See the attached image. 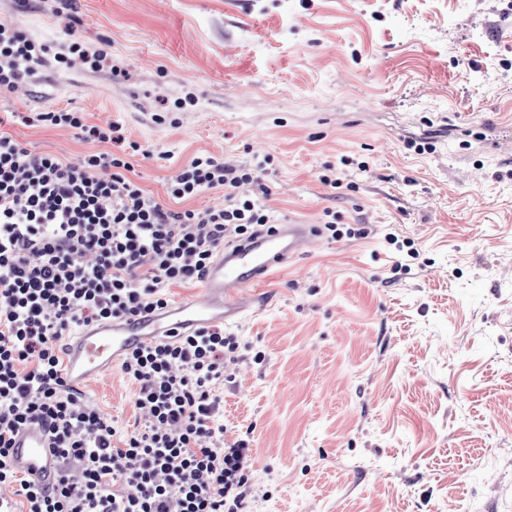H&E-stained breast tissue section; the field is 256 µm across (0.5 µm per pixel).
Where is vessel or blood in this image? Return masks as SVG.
Listing matches in <instances>:
<instances>
[{"label": "vessel or blood", "mask_w": 512, "mask_h": 512, "mask_svg": "<svg viewBox=\"0 0 512 512\" xmlns=\"http://www.w3.org/2000/svg\"><path fill=\"white\" fill-rule=\"evenodd\" d=\"M315 235L309 224L278 225L224 251L212 263L200 295L169 308L90 324L65 339V378L75 389L110 372L136 348L156 341H171L201 326L226 325L250 305L251 290L277 266L288 263ZM15 468L44 489H52L58 476L57 454L50 427L38 420L19 428L10 449Z\"/></svg>", "instance_id": "obj_1"}]
</instances>
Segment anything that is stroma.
Masks as SVG:
<instances>
[{
	"label": "stroma",
	"instance_id": "obj_1",
	"mask_svg": "<svg viewBox=\"0 0 512 512\" xmlns=\"http://www.w3.org/2000/svg\"><path fill=\"white\" fill-rule=\"evenodd\" d=\"M1 22L108 53L0 93V132L31 150H95L24 121L77 111L140 145L161 203L195 155H268L278 222L375 225L313 239L225 328L247 512H512V0H0ZM82 396L135 430L121 368ZM326 216L330 217V220H327L324 222L323 226V232L327 234L331 239H341L344 236H347L349 238L356 237V238H364L365 235H367V230L364 227L360 228H353V227H346L350 225L346 224H337L336 222V213L333 212H326Z\"/></svg>",
	"mask_w": 512,
	"mask_h": 512
}]
</instances>
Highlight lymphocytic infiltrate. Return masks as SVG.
I'll use <instances>...</instances> for the list:
<instances>
[{"label": "lymphocytic infiltrate", "mask_w": 512, "mask_h": 512, "mask_svg": "<svg viewBox=\"0 0 512 512\" xmlns=\"http://www.w3.org/2000/svg\"><path fill=\"white\" fill-rule=\"evenodd\" d=\"M105 51H66L0 24V91H15L47 61L98 68ZM101 143L81 164L36 153L0 133V486L18 484L27 512H241L255 491L246 440L227 441L219 393L240 360L236 337L205 327L128 354L123 373L142 415L116 440L111 418L87 408L64 377L61 339L94 322L166 308L174 284L202 281L226 242L271 231L266 161L185 162L166 193L183 202L224 192L222 208L163 206L132 177L118 125L90 126L80 112H41ZM33 418L53 429L60 470L52 495L19 482L9 463L13 432ZM134 486L118 496L116 482Z\"/></svg>", "instance_id": "1"}]
</instances>
